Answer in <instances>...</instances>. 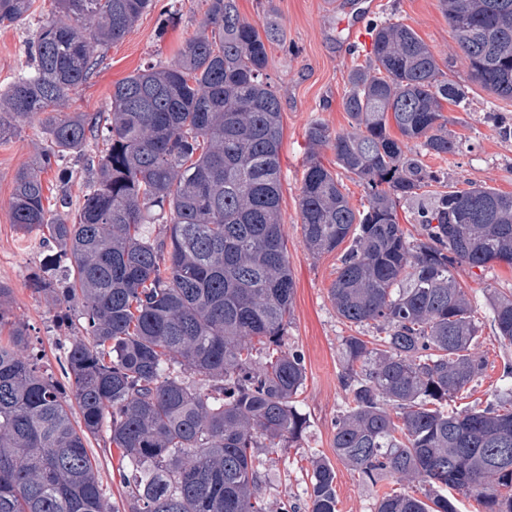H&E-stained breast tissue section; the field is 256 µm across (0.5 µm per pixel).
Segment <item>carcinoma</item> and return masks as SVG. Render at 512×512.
<instances>
[{
    "instance_id": "1",
    "label": "carcinoma",
    "mask_w": 512,
    "mask_h": 512,
    "mask_svg": "<svg viewBox=\"0 0 512 512\" xmlns=\"http://www.w3.org/2000/svg\"><path fill=\"white\" fill-rule=\"evenodd\" d=\"M204 2L175 61L116 83L106 112L58 107L153 0H55L27 44L30 70L0 90V143L35 118L44 134L15 176L12 222L55 246L49 266L67 261L68 287L39 277L34 290L83 319L60 318L73 331L67 390L41 370L0 283V512H114L88 450L103 433L119 451L128 512H265L255 449L297 443L308 427L295 405L305 368L283 349L295 283L280 214L282 109L267 73L283 31L272 10L260 31L237 0ZM32 5L0 0V24ZM439 6L470 77L512 99V0ZM463 98L417 33L385 20L369 64L348 77L350 130H306L312 149L331 148L359 178L368 205L355 208L312 154L303 241L317 254L350 241L330 288L336 315L383 332L343 340L351 406L335 423L336 457L372 484L424 487L421 498L383 494L376 512H458V495L512 512V388L483 409L443 408L484 365L456 270L512 265V194L438 193L421 203L419 239L398 217L437 180L409 143L456 153L442 102ZM73 154L93 180L78 207L63 189L51 208L42 175ZM489 302L512 344V293ZM335 480L329 460L313 464L309 512H337Z\"/></svg>"
}]
</instances>
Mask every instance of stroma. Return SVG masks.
<instances>
[{"label": "stroma", "instance_id": "1", "mask_svg": "<svg viewBox=\"0 0 512 512\" xmlns=\"http://www.w3.org/2000/svg\"><path fill=\"white\" fill-rule=\"evenodd\" d=\"M284 33L269 52L268 73L281 100L284 136L281 157L280 209L288 263L296 288L285 343L305 366L306 379L296 397L309 428L289 448H259L255 455L262 475L260 493L268 512H307L312 462L332 460L336 471L338 512H374L378 495L398 489L390 478L378 485L366 483L357 472L337 462L333 448L334 423L346 410L348 398L339 382L340 350L344 337L372 339L374 326L342 321L329 298V288L340 265L342 249L316 255L302 236L299 195L308 152L307 127L316 121L331 131L348 130L342 107L351 70L363 65L371 49V25L392 19L411 27L436 56L445 78L464 88L463 105L445 103L448 131L460 142L456 154L439 158L424 155L423 162L441 178L440 191L469 184L486 185L512 194V139H503L498 118L512 117V100L493 95L474 82L462 64L439 0H272ZM53 0H34L30 15L12 25H0V89L18 73L27 71V42ZM204 0H154L123 39L112 44L86 83L72 90L62 105L66 112H102L116 82L148 63L173 62L185 41L204 18ZM173 14L163 24L165 14ZM43 144L38 123H26L9 142L0 145V282L13 290V315L30 327L42 355L41 365L57 381H65L67 327L58 323L64 307L34 291L30 279L44 268L48 251L38 237L23 235L13 224L10 198L17 172L30 164ZM90 171L82 159L71 157L44 176L45 187H67L73 201L87 190ZM459 280L468 293L480 324L479 351L484 370L457 399L451 410L482 408L497 391L512 384V346L503 344L492 321L491 291L512 293V267L490 263L485 269L460 267Z\"/></svg>", "mask_w": 512, "mask_h": 512}]
</instances>
